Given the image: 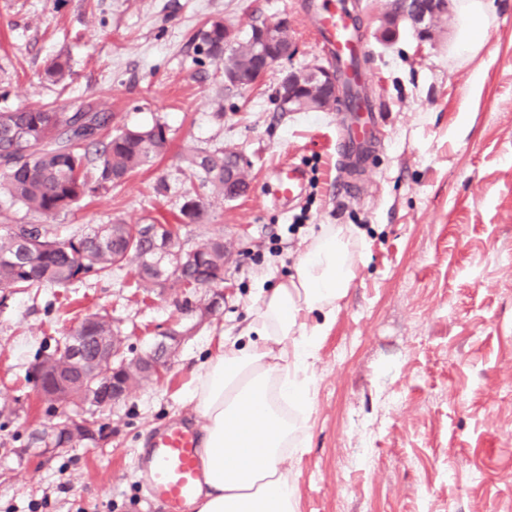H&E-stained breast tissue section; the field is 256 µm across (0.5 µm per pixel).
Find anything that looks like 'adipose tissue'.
Here are the masks:
<instances>
[{
	"label": "adipose tissue",
	"instance_id": "obj_1",
	"mask_svg": "<svg viewBox=\"0 0 512 512\" xmlns=\"http://www.w3.org/2000/svg\"><path fill=\"white\" fill-rule=\"evenodd\" d=\"M486 0H463L458 48L476 55ZM354 229L322 225L295 272L262 292L253 340L209 358L190 399L201 419L203 483L197 512H297L290 451L310 403L307 372L357 268Z\"/></svg>",
	"mask_w": 512,
	"mask_h": 512
}]
</instances>
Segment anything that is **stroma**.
Segmentation results:
<instances>
[{"label": "stroma", "mask_w": 512, "mask_h": 512, "mask_svg": "<svg viewBox=\"0 0 512 512\" xmlns=\"http://www.w3.org/2000/svg\"><path fill=\"white\" fill-rule=\"evenodd\" d=\"M301 0H0V109L90 102L113 128L165 124L167 152L120 186L55 216L68 232L175 222L189 148L243 153L246 195L198 193L194 248L223 238L224 304L208 288L136 287L135 263L75 288L0 291V512H163L140 459L152 434L200 427L190 390L221 338L243 335L262 291L295 272L324 224L354 225L362 259L310 367L311 408L296 450L298 512H512V0H487L477 55L457 54L458 0L434 42L376 38L387 0H356L381 107L370 179L336 195L337 111L283 112L282 72L325 65ZM287 20L294 51L252 87L224 81L198 37L213 21L237 39ZM70 74L55 84V58ZM294 162L307 192L275 200L274 171ZM111 319L128 356L169 328L184 340L161 376L96 410L95 439L54 448L49 433L86 408L43 402L27 376L84 314Z\"/></svg>", "instance_id": "obj_1"}]
</instances>
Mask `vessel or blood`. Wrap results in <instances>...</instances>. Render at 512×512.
I'll list each match as a JSON object with an SVG mask.
<instances>
[{
  "label": "vessel or blood",
  "mask_w": 512,
  "mask_h": 512,
  "mask_svg": "<svg viewBox=\"0 0 512 512\" xmlns=\"http://www.w3.org/2000/svg\"><path fill=\"white\" fill-rule=\"evenodd\" d=\"M301 9L339 77L341 109L347 117L337 133L336 192L350 195L366 175L368 156L378 142V105L358 95L367 84V73L360 65L364 45L346 0H303ZM277 182L278 199L291 203L303 195L306 175L301 166L288 162L279 167ZM144 473L149 503L161 505L164 512H188L202 481L195 429L176 425L155 435L146 450Z\"/></svg>",
  "instance_id": "1"
}]
</instances>
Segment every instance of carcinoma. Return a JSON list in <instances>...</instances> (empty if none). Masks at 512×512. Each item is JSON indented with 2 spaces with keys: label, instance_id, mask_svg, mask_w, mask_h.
I'll return each instance as SVG.
<instances>
[{
  "label": "carcinoma",
  "instance_id": "1",
  "mask_svg": "<svg viewBox=\"0 0 512 512\" xmlns=\"http://www.w3.org/2000/svg\"><path fill=\"white\" fill-rule=\"evenodd\" d=\"M282 22L255 25L237 46L224 48V22L213 21L199 32L205 53L224 63V78L253 65L256 43L273 30L285 33ZM168 145L165 125L124 127L112 130V113L88 105L84 112L45 103L0 111V203L17 204L27 211L50 216L71 209L81 200L124 182L136 169L162 155ZM233 150H195L188 155L192 177L212 192L224 195V162H232ZM205 203L187 194L181 219L191 224L205 215ZM149 224H103L89 234L62 237L55 224H16L0 233V290H21L47 285L68 288L87 277L109 278L128 261L138 267L137 287L161 285L160 270L170 257L152 252ZM224 280V238H212L185 264L180 288H200L206 282ZM84 335L112 336V321L99 313L78 320ZM67 340L57 343L43 359L53 370L66 371L64 401L99 408L93 391L95 379L112 373V361L72 367L67 363ZM51 444L59 448L73 442L68 431L78 429L79 440L94 437L95 421L65 417Z\"/></svg>",
  "mask_w": 512,
  "mask_h": 512
}]
</instances>
